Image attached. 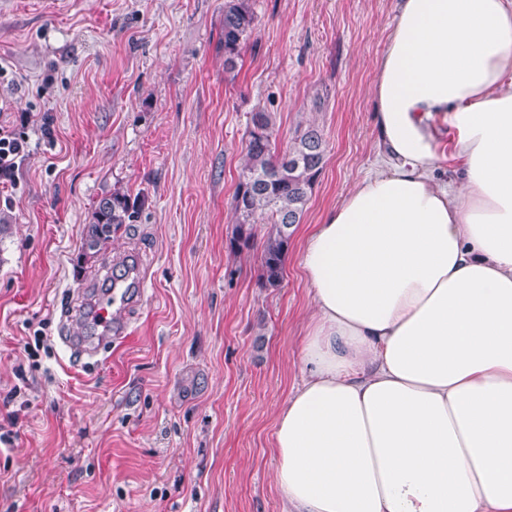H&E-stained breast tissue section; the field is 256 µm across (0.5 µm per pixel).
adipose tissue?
<instances>
[{
    "label": "adipose tissue",
    "instance_id": "1",
    "mask_svg": "<svg viewBox=\"0 0 512 512\" xmlns=\"http://www.w3.org/2000/svg\"><path fill=\"white\" fill-rule=\"evenodd\" d=\"M385 169L309 235L282 512H512V0H400Z\"/></svg>",
    "mask_w": 512,
    "mask_h": 512
}]
</instances>
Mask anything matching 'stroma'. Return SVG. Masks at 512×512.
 <instances>
[{"instance_id":"obj_1","label":"stroma","mask_w":512,"mask_h":512,"mask_svg":"<svg viewBox=\"0 0 512 512\" xmlns=\"http://www.w3.org/2000/svg\"><path fill=\"white\" fill-rule=\"evenodd\" d=\"M258 28L224 70V0H0V125L29 151L0 181V512H280L277 413L313 315L304 236L383 166L372 79L398 0H249ZM274 112L286 150L313 125L327 163L260 276L269 225L233 248L247 123ZM116 187L137 223L81 264ZM134 263L128 338L79 360L62 309Z\"/></svg>"}]
</instances>
